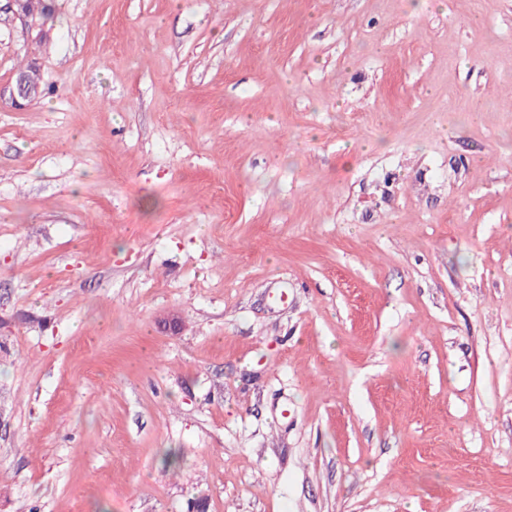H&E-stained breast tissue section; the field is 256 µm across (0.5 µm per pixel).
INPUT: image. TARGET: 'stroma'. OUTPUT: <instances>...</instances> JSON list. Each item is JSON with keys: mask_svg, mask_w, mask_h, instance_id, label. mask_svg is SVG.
Returning <instances> with one entry per match:
<instances>
[{"mask_svg": "<svg viewBox=\"0 0 512 512\" xmlns=\"http://www.w3.org/2000/svg\"><path fill=\"white\" fill-rule=\"evenodd\" d=\"M0 512H512V0H0Z\"/></svg>", "mask_w": 512, "mask_h": 512, "instance_id": "stroma-1", "label": "stroma"}]
</instances>
